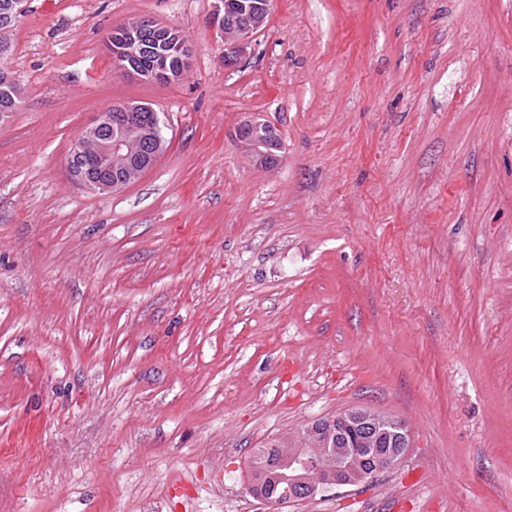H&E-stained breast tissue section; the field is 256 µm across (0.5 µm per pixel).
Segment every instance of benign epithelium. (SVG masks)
<instances>
[{
	"instance_id": "1",
	"label": "benign epithelium",
	"mask_w": 512,
	"mask_h": 512,
	"mask_svg": "<svg viewBox=\"0 0 512 512\" xmlns=\"http://www.w3.org/2000/svg\"><path fill=\"white\" fill-rule=\"evenodd\" d=\"M271 8L272 0H244L241 18L229 23L230 36L224 39V57L233 63L238 62L246 53L251 36L265 25ZM134 57V50L127 49L124 55L114 57V61L120 71L136 79L150 81L161 75L159 71L150 73L140 70ZM139 107V103H129L123 108V113L118 114L108 106L97 113L83 128L85 135L98 141L97 158L101 167L112 170V178L81 177L77 179L79 185L102 193L114 192L128 185L123 173L117 168H112V163L124 159L127 155L124 130L137 116L135 109ZM154 121L153 138L150 139L141 159V165L146 170L155 165L165 148L159 115H154ZM235 139L238 146L259 168L274 169L282 161L285 136L280 129L265 119L253 117L241 122L236 129ZM347 421L355 422L361 433L367 435L369 464L364 468L352 466V461L360 459V451L345 448L343 452L350 456L351 460H338L335 465L323 469L320 480L314 481L311 479V473L320 469L323 460L320 449L290 448L288 454L284 456V467L298 469L301 474L288 477L286 492L268 500V503L276 506L282 504L284 499H310L331 489L370 482L378 474L404 462L408 448L411 447L410 433L404 423L386 417L371 407L340 417V422ZM385 436L392 447L381 449L379 444Z\"/></svg>"
}]
</instances>
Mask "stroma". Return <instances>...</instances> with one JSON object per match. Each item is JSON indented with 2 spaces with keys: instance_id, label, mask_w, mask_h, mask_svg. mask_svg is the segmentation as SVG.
Returning <instances> with one entry per match:
<instances>
[{
  "instance_id": "stroma-1",
  "label": "stroma",
  "mask_w": 512,
  "mask_h": 512,
  "mask_svg": "<svg viewBox=\"0 0 512 512\" xmlns=\"http://www.w3.org/2000/svg\"><path fill=\"white\" fill-rule=\"evenodd\" d=\"M215 0H28L0 121V512H512V0H273L224 65ZM179 32L145 82L108 39ZM167 148L111 193L67 170L103 108ZM261 116L281 164L234 139ZM373 407L412 445L279 509L269 439ZM8 58L0 55V115L14 112L25 98L23 85L7 66ZM238 146L262 169L276 168L283 158L285 136L280 129L260 117L241 122L235 132ZM270 141H273L271 147Z\"/></svg>"
}]
</instances>
